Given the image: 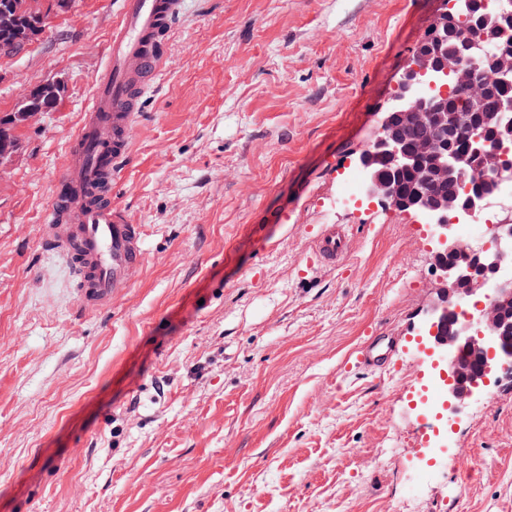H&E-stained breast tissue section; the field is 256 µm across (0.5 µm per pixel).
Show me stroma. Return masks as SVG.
Returning a JSON list of instances; mask_svg holds the SVG:
<instances>
[{
  "label": "stroma",
  "instance_id": "stroma-1",
  "mask_svg": "<svg viewBox=\"0 0 512 512\" xmlns=\"http://www.w3.org/2000/svg\"><path fill=\"white\" fill-rule=\"evenodd\" d=\"M444 2L184 0L112 183L146 261L93 311L40 232L117 0L0 57V116L60 86L0 164V512H512V382L422 451L436 238L336 205ZM347 235L335 224L326 227L314 241V254L324 263L336 264L346 253Z\"/></svg>",
  "mask_w": 512,
  "mask_h": 512
}]
</instances>
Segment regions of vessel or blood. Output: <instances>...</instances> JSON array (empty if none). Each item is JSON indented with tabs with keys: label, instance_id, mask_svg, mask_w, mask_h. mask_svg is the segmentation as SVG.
I'll list each match as a JSON object with an SVG mask.
<instances>
[{
	"label": "vessel or blood",
	"instance_id": "1",
	"mask_svg": "<svg viewBox=\"0 0 512 512\" xmlns=\"http://www.w3.org/2000/svg\"><path fill=\"white\" fill-rule=\"evenodd\" d=\"M120 2L104 70L71 143L78 163L57 180L42 227L46 247L67 259L90 310L109 305L129 270L144 260L139 226L120 205L97 201L91 191L111 185L129 162L137 92L161 74L165 41L182 12V0ZM346 248L345 231L332 225L316 236L313 252L333 264Z\"/></svg>",
	"mask_w": 512,
	"mask_h": 512
}]
</instances>
